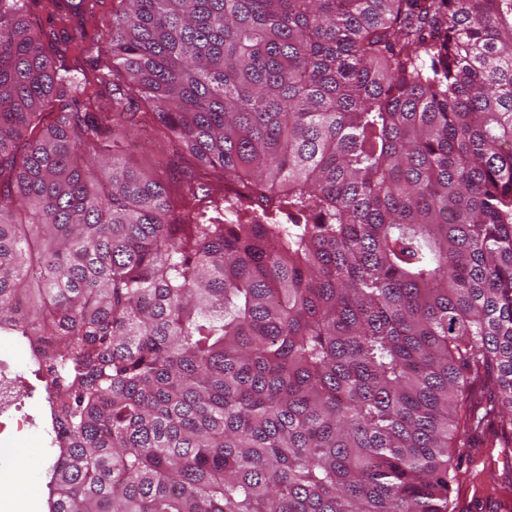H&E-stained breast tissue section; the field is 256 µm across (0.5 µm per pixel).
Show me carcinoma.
<instances>
[{"mask_svg": "<svg viewBox=\"0 0 512 512\" xmlns=\"http://www.w3.org/2000/svg\"><path fill=\"white\" fill-rule=\"evenodd\" d=\"M0 0V334L46 381L48 512H448L512 435V0ZM143 94L236 186L90 156ZM95 5V17L87 25V29L91 34L97 33L98 37L104 41L107 33L112 26V9L116 8L118 0H98ZM94 28L96 30L94 31ZM488 449L490 448L482 447L478 440L469 438L462 448H451L453 464L460 465V470L464 473L459 483V492L455 491L451 494L453 504L449 510H453L452 512H493L482 510V504L479 501H472L474 489L498 493L503 492L500 489L501 486L508 485L510 480L512 483V469L510 471L502 462L495 467L486 468L480 461L481 456ZM468 488L471 489V493L467 497Z\"/></svg>", "mask_w": 512, "mask_h": 512, "instance_id": "obj_1", "label": "carcinoma"}]
</instances>
